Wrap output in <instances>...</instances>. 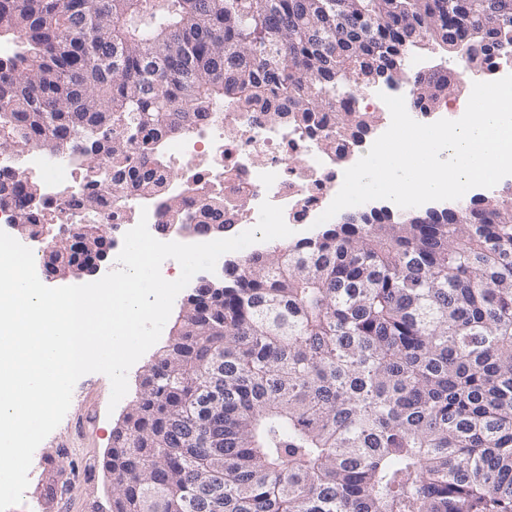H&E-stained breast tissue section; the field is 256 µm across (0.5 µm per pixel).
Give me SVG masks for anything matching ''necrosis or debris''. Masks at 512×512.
Returning <instances> with one entry per match:
<instances>
[{"instance_id":"necrosis-or-debris-1","label":"necrosis or debris","mask_w":512,"mask_h":512,"mask_svg":"<svg viewBox=\"0 0 512 512\" xmlns=\"http://www.w3.org/2000/svg\"><path fill=\"white\" fill-rule=\"evenodd\" d=\"M371 104L377 109L375 132L357 139L338 127L331 112L313 124H271L262 113L231 108L213 113L179 134L150 141L162 161L161 192L131 191L119 202L112 199V168L87 176L76 154L54 158L33 146L19 159L0 155V168L25 181L42 176L37 216L45 224H107L123 234L143 218L153 237L177 242L181 236L173 227L180 219L166 213L165 198L181 200L192 215L205 196L223 199L225 223L245 230L257 224L260 204L270 201L282 207L286 224L302 239L340 190L344 171L367 154L375 134L388 129L389 112L379 111V99ZM327 137L334 142L329 149L323 146ZM89 192L103 200L93 213L77 205Z\"/></svg>"}]
</instances>
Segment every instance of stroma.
<instances>
[{
    "instance_id": "35a3bbf8",
    "label": "stroma",
    "mask_w": 512,
    "mask_h": 512,
    "mask_svg": "<svg viewBox=\"0 0 512 512\" xmlns=\"http://www.w3.org/2000/svg\"><path fill=\"white\" fill-rule=\"evenodd\" d=\"M154 358L146 352L128 372V392L117 406H110L111 383L101 373L91 374L90 384L76 383L69 416L83 417L93 413L94 421L85 429L66 430L58 426L54 434L72 452L61 480L66 499L72 503V512H86L85 502H93V512H111L112 482L104 467L108 450L112 446V432L123 416L130 412L140 390L142 375Z\"/></svg>"
}]
</instances>
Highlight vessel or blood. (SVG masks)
Returning <instances> with one entry per match:
<instances>
[{
	"label": "vessel or blood",
	"instance_id": "1",
	"mask_svg": "<svg viewBox=\"0 0 512 512\" xmlns=\"http://www.w3.org/2000/svg\"><path fill=\"white\" fill-rule=\"evenodd\" d=\"M70 455L67 448L40 454L38 467L28 473L29 485L22 502L12 507L10 512H52L58 502L57 491L63 468Z\"/></svg>",
	"mask_w": 512,
	"mask_h": 512
}]
</instances>
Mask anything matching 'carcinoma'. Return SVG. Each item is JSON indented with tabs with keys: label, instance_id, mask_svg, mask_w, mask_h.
I'll use <instances>...</instances> for the list:
<instances>
[{
	"label": "carcinoma",
	"instance_id": "carcinoma-1",
	"mask_svg": "<svg viewBox=\"0 0 512 512\" xmlns=\"http://www.w3.org/2000/svg\"><path fill=\"white\" fill-rule=\"evenodd\" d=\"M4 32L25 48L0 60V150L67 137L157 190L135 139L224 104L356 133L351 88L405 80L434 110L461 78L409 73L408 50L459 42L484 71L512 0H0ZM36 192L0 171L32 235ZM180 313L113 430L112 512H512V193L365 210L224 264Z\"/></svg>",
	"mask_w": 512,
	"mask_h": 512
}]
</instances>
